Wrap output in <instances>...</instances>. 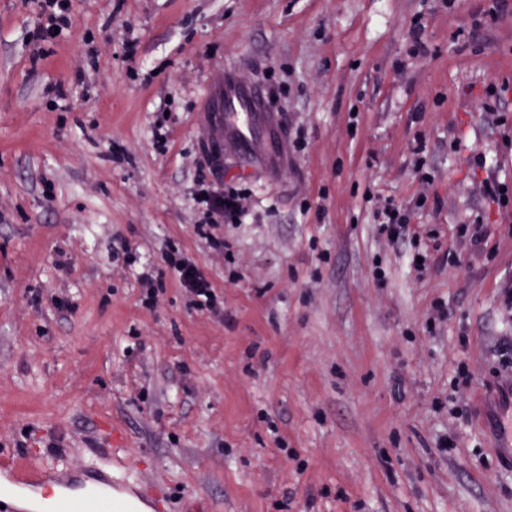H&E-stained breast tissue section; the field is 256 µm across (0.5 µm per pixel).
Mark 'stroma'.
<instances>
[{"instance_id": "obj_1", "label": "stroma", "mask_w": 512, "mask_h": 512, "mask_svg": "<svg viewBox=\"0 0 512 512\" xmlns=\"http://www.w3.org/2000/svg\"><path fill=\"white\" fill-rule=\"evenodd\" d=\"M487 5L72 0L50 38L34 0H0V465L134 462L167 512H512V206L472 192L512 185V122L483 121L486 87H512V15L478 29ZM231 61L303 138L275 171L201 136ZM200 178L251 194L216 230L232 260L195 231ZM368 190L410 206L402 240L377 234ZM474 213L488 244L449 264ZM171 249L223 316L171 278L142 305ZM477 183L479 184L480 196L488 206L497 205L499 209L508 206L511 190L509 193L507 184L497 182L493 177L489 176L481 181H477ZM503 187H506V191H503ZM166 265L194 307L217 316L224 314V307L218 305L212 282L193 258L184 254L169 255ZM208 293H212V296H208Z\"/></svg>"}]
</instances>
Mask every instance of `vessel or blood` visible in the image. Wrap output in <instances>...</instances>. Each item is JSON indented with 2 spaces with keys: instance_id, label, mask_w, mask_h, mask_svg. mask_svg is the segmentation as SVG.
Listing matches in <instances>:
<instances>
[{
  "instance_id": "vessel-or-blood-1",
  "label": "vessel or blood",
  "mask_w": 512,
  "mask_h": 512,
  "mask_svg": "<svg viewBox=\"0 0 512 512\" xmlns=\"http://www.w3.org/2000/svg\"><path fill=\"white\" fill-rule=\"evenodd\" d=\"M205 112L208 141L231 144L239 155L257 156L268 168L283 161V129L275 107L235 67H225L223 76L209 88ZM0 477L17 490L16 501L1 507L5 512H43L28 493L47 484L59 489L51 512H130L129 503L118 501L115 493L142 484L137 477L113 476L111 466L104 462L53 473L21 459L0 468Z\"/></svg>"
}]
</instances>
